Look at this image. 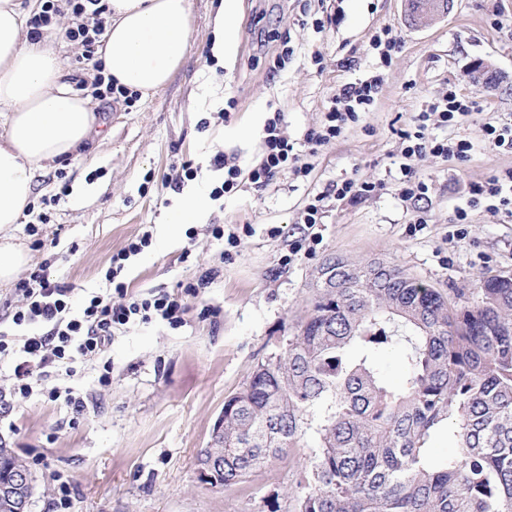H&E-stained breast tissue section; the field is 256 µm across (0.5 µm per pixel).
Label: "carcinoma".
I'll list each match as a JSON object with an SVG mask.
<instances>
[{"label":"carcinoma","mask_w":512,"mask_h":512,"mask_svg":"<svg viewBox=\"0 0 512 512\" xmlns=\"http://www.w3.org/2000/svg\"><path fill=\"white\" fill-rule=\"evenodd\" d=\"M336 279L288 344L224 400V487L306 436L293 512H512V276L465 305L386 259L337 256ZM403 347L400 389L378 351ZM444 429L454 452L431 442ZM25 469L0 445V470Z\"/></svg>","instance_id":"carcinoma-1"}]
</instances>
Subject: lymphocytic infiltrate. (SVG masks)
Wrapping results in <instances>:
<instances>
[{"instance_id": "f902f5d3", "label": "lymphocytic infiltrate", "mask_w": 512, "mask_h": 512, "mask_svg": "<svg viewBox=\"0 0 512 512\" xmlns=\"http://www.w3.org/2000/svg\"><path fill=\"white\" fill-rule=\"evenodd\" d=\"M71 14L73 24L65 31L68 40L80 44L84 49L85 60H92L95 47L105 31L108 15L106 0H41V7L30 21L33 34H41L62 14ZM372 53L378 63L368 77L345 84L331 100L321 125L308 129L304 143L310 154L341 137L359 119L360 113L368 112L376 104L386 68L392 64L399 52L401 42L393 35L391 27L375 30L369 39ZM473 103L469 97L456 90H448L428 102L426 108L412 118L410 129L401 131L402 140L398 196L402 202L413 205L414 224L427 223L426 211L420 208V201L427 198L429 185L417 176L414 163L417 159L431 155L445 159L465 161L469 158L473 145L471 141L457 138H439L433 135L432 126L457 125L471 115ZM217 167L223 168L224 180L220 186L212 188L210 195L218 199L233 195L240 189V176H247L250 184L263 188L282 171H291L298 178L308 177L312 166L295 154L282 129L280 117L270 119L265 127V138L260 160L242 171L239 164L225 155L214 159ZM377 183L356 177L333 183L322 192L309 198L304 209L306 231L295 239L288 252L289 258L314 252L319 242L315 231L324 212L328 199L356 202L378 191ZM481 207L486 211L512 220V169L498 171L484 181L472 184L464 208L457 211V223H465L467 211ZM151 244L150 237H141L130 243L124 250L113 254L111 265L104 278L109 289L104 293H92L84 300L78 313H71L69 301L72 289L53 279L49 267H41L31 272L29 277L20 280L16 291L23 299L22 306L12 314L15 326L25 328L40 325L38 333L28 335L20 348H13L5 336H0V356L15 355V374L19 380L16 393L28 395L33 386L46 385L50 400H65L74 411H81L82 403L72 395H61L58 388L49 384L50 379L60 371L70 370L76 358H98L103 356L112 343L115 330L134 323H147L155 319L178 325L184 308L183 297L193 294L194 284H187L184 294H158L150 298L127 297L125 303L112 302L113 294L125 295L126 288L119 275L130 257L140 254Z\"/></svg>"}]
</instances>
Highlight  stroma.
<instances>
[{
    "label": "stroma",
    "mask_w": 512,
    "mask_h": 512,
    "mask_svg": "<svg viewBox=\"0 0 512 512\" xmlns=\"http://www.w3.org/2000/svg\"><path fill=\"white\" fill-rule=\"evenodd\" d=\"M215 4L191 0L186 61L165 88L129 105L93 97L103 134L36 173L33 196L13 228L15 243L30 255L19 278L54 258V277L72 286L75 309L85 291L103 286L113 254L146 233L150 246L121 273L129 293L173 294L178 285H200L185 299L181 325H133L116 334L104 358L77 360L73 375L54 378V386L84 399L81 414L38 387L14 393L13 361L0 358V437L36 478L32 512H59L61 479L71 489L69 512H268L273 499L284 510L307 445L229 489L205 485L196 460L225 398L311 314L317 269L337 255L383 257L451 298L469 296L482 278L512 275V223L481 208L469 210L464 235L454 222L470 184L512 168V155L489 148L482 133L487 117L512 120V0H453L446 16L425 27L407 22L403 0H335L340 23L319 31L310 23L317 0H240L228 67L211 51ZM71 23L61 15L44 35L81 89L90 73L81 65L82 47L64 36ZM384 26L402 47L376 105L312 157L311 174L297 179L284 172L265 188L248 184L212 199L211 189L224 179L214 157L232 156L250 168L277 115L289 139L301 142L341 85L374 70L368 41ZM277 31L287 33L293 50L282 69L270 39ZM479 62L491 65L493 84L471 80ZM452 83L474 101L476 113L435 134L469 139L474 149L464 163L430 155L416 161L430 190L422 203L428 222L415 228L412 206L398 196L399 133ZM211 90L234 102L228 118L203 105ZM245 126L253 129L247 138L239 134ZM186 163L197 172L192 184L206 206L202 224L171 221L183 193L166 176ZM350 177L382 188L356 204L328 200L315 252L285 263L309 197ZM214 224L240 236L235 260L222 261ZM107 365L112 383L103 387L98 379Z\"/></svg>",
    "instance_id": "stroma-1"
}]
</instances>
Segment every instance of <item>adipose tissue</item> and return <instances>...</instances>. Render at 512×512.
Instances as JSON below:
<instances>
[{
    "label": "adipose tissue",
    "instance_id": "obj_1",
    "mask_svg": "<svg viewBox=\"0 0 512 512\" xmlns=\"http://www.w3.org/2000/svg\"><path fill=\"white\" fill-rule=\"evenodd\" d=\"M110 23L98 50L114 85L143 96L165 88L183 65L190 0H108ZM18 0H0V284L29 255L9 231L33 192L36 171L73 154L96 129L90 99L67 82L45 38L24 31Z\"/></svg>",
    "mask_w": 512,
    "mask_h": 512
}]
</instances>
